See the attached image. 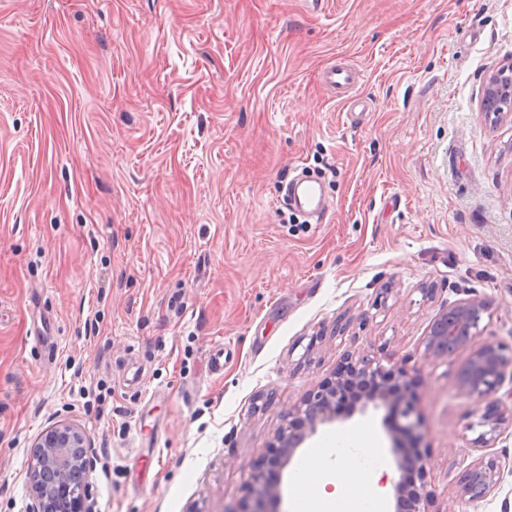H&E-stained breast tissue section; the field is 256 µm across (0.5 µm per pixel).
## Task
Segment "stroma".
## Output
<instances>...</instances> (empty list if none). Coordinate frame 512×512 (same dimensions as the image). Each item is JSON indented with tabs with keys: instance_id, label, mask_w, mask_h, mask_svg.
Listing matches in <instances>:
<instances>
[{
	"instance_id": "stroma-1",
	"label": "stroma",
	"mask_w": 512,
	"mask_h": 512,
	"mask_svg": "<svg viewBox=\"0 0 512 512\" xmlns=\"http://www.w3.org/2000/svg\"><path fill=\"white\" fill-rule=\"evenodd\" d=\"M363 73L361 122L321 82ZM512 63V0H0V512H29L40 434L84 432L93 512H224L289 411L349 352L417 387L436 512L481 410L430 321L490 301L512 345V116L480 110ZM303 167L333 204L285 209ZM434 288L424 297L423 286ZM224 348L223 370L210 356ZM386 407L357 433L398 479ZM512 503V434L491 450Z\"/></svg>"
}]
</instances>
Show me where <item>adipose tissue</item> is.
Listing matches in <instances>:
<instances>
[{
	"label": "adipose tissue",
	"mask_w": 512,
	"mask_h": 512,
	"mask_svg": "<svg viewBox=\"0 0 512 512\" xmlns=\"http://www.w3.org/2000/svg\"><path fill=\"white\" fill-rule=\"evenodd\" d=\"M377 449L366 446L361 439H353L347 448L338 452L336 458H329L325 451H317L310 457V466L318 473L319 479L310 492L304 493L306 512H335L342 502L353 499L358 489H369L371 512H383L384 490L379 485L381 472L371 466V459L377 457ZM350 472L354 481L350 484L331 478L332 467Z\"/></svg>",
	"instance_id": "1"
}]
</instances>
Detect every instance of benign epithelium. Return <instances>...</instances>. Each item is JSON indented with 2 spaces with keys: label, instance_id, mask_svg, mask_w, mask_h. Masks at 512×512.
I'll list each match as a JSON object with an SVG mask.
<instances>
[{
  "label": "benign epithelium",
  "instance_id": "1",
  "mask_svg": "<svg viewBox=\"0 0 512 512\" xmlns=\"http://www.w3.org/2000/svg\"><path fill=\"white\" fill-rule=\"evenodd\" d=\"M512 100V78L505 80L497 73L486 82L480 110L492 113L504 100ZM490 304L483 298L459 300L441 309L431 321L425 339L426 356L450 359L462 349L469 357L458 372L459 389L467 396L485 402L477 426L484 428L472 442L481 455L472 460L459 476L455 499L459 512L485 500L500 488L501 471L496 458L483 450L494 446L497 438L512 427V390L501 398L498 393L505 381L512 358L506 346L492 340H479V326L489 314ZM375 388L359 396L349 414L339 413L336 400L348 395L346 388L368 381ZM416 377L401 366L385 367L365 357H343L336 375L323 382L318 390L307 395L290 413L288 424L279 428L267 454L253 467L251 481L246 485L244 501L226 512H274L273 504L280 498L282 472L297 449L310 440L319 426L342 421L369 407L391 405L398 420L394 436L411 441L422 438V423L413 396ZM399 479L393 483L396 512H432V491L427 482V456L420 448H396ZM90 467L85 434L77 425L60 422L38 438L34 458L28 470L30 512H91L87 505L85 475Z\"/></svg>",
  "mask_w": 512,
  "mask_h": 512
}]
</instances>
